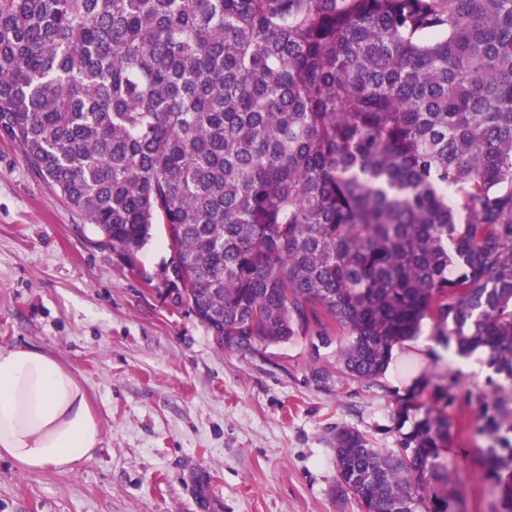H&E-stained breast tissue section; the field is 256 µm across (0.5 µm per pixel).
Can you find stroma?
Masks as SVG:
<instances>
[{
  "label": "stroma",
  "mask_w": 512,
  "mask_h": 512,
  "mask_svg": "<svg viewBox=\"0 0 512 512\" xmlns=\"http://www.w3.org/2000/svg\"><path fill=\"white\" fill-rule=\"evenodd\" d=\"M170 256L154 230L136 266L122 263L86 217L31 172L0 138V348L50 353L83 383L102 445L75 471L23 474L0 460V512H358L335 491L331 438L350 426L378 448L398 434L395 400L423 383L453 384L442 449L454 512H506L512 489L494 484L473 451L487 447L479 395L501 379L432 352L412 380L346 376L341 331L255 352L218 348L188 308L150 285Z\"/></svg>",
  "instance_id": "1"
}]
</instances>
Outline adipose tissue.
Instances as JSON below:
<instances>
[{
    "mask_svg": "<svg viewBox=\"0 0 512 512\" xmlns=\"http://www.w3.org/2000/svg\"><path fill=\"white\" fill-rule=\"evenodd\" d=\"M102 425L78 377L48 352L0 348V458L26 473L90 461Z\"/></svg>",
    "mask_w": 512,
    "mask_h": 512,
    "instance_id": "obj_1",
    "label": "adipose tissue"
}]
</instances>
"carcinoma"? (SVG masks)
<instances>
[{
	"label": "carcinoma",
	"mask_w": 512,
	"mask_h": 512,
	"mask_svg": "<svg viewBox=\"0 0 512 512\" xmlns=\"http://www.w3.org/2000/svg\"><path fill=\"white\" fill-rule=\"evenodd\" d=\"M0 136L128 266L162 226L222 349L323 317L375 382L432 317L484 350L473 452L512 482V0H0ZM423 391L396 448L336 429L360 512H448Z\"/></svg>",
	"instance_id": "carcinoma-1"
}]
</instances>
